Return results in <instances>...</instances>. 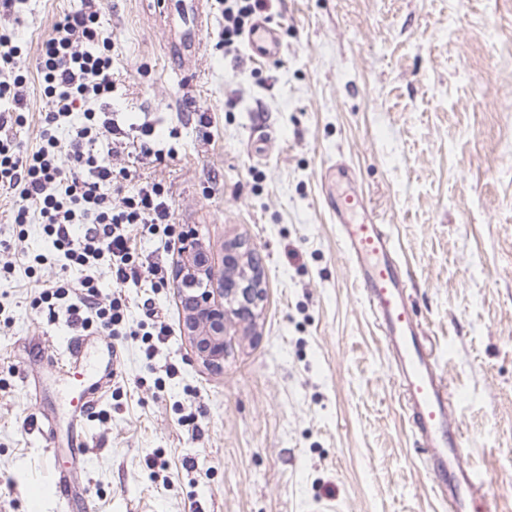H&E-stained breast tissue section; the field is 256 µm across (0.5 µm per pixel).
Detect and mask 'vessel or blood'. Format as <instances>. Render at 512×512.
Here are the masks:
<instances>
[{
	"label": "vessel or blood",
	"mask_w": 512,
	"mask_h": 512,
	"mask_svg": "<svg viewBox=\"0 0 512 512\" xmlns=\"http://www.w3.org/2000/svg\"><path fill=\"white\" fill-rule=\"evenodd\" d=\"M204 4L205 0H180V31L170 49L185 67L190 64L185 51L194 48L207 30ZM248 39L256 55L271 59L281 54L280 32L268 19H258ZM328 207L365 306L381 332L413 433L425 450L434 491L447 502L448 512H493L488 480L463 459L464 436L452 414L455 396L438 370L429 337L411 311L407 274L391 233L357 194L336 195ZM62 356L75 395L70 414L89 418L117 376L118 351L79 330L67 337ZM51 492L66 512H87V502L75 498L67 475L53 472Z\"/></svg>",
	"instance_id": "obj_1"
}]
</instances>
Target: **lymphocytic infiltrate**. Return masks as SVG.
<instances>
[{
	"instance_id": "lymphocytic-infiltrate-1",
	"label": "lymphocytic infiltrate",
	"mask_w": 512,
	"mask_h": 512,
	"mask_svg": "<svg viewBox=\"0 0 512 512\" xmlns=\"http://www.w3.org/2000/svg\"><path fill=\"white\" fill-rule=\"evenodd\" d=\"M272 0H224V30L217 43L225 52L236 51L253 27L254 18L269 12ZM111 38L96 10H78L58 21L39 50L37 69L51 107L44 117L40 143L21 151L11 130L25 123L22 75L16 72L20 52L10 33H0V187L19 197L11 221L27 223L37 213L44 232L63 261L64 269H77L76 281H63L43 289L44 302L74 295L67 307L72 323L103 328L119 325L123 318L121 297L100 304L97 277L112 276L115 287L141 283L158 276L160 269L144 263L131 243L135 227L150 234L168 236L170 211L161 184L139 186L123 197L120 206L109 198L112 162L94 154L100 127L95 103L112 96ZM83 112L68 146H61L56 131L73 112ZM68 154L69 168L59 163ZM85 232L74 236L75 225Z\"/></svg>"
}]
</instances>
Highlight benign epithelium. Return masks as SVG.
<instances>
[{
    "mask_svg": "<svg viewBox=\"0 0 512 512\" xmlns=\"http://www.w3.org/2000/svg\"><path fill=\"white\" fill-rule=\"evenodd\" d=\"M237 242L224 252V270L216 273L207 250L197 238L183 239L178 280L185 312L184 331L196 357L209 367L224 361V320L230 314L253 315L262 299V288L255 271H245L247 252Z\"/></svg>",
    "mask_w": 512,
    "mask_h": 512,
    "instance_id": "1",
    "label": "benign epithelium"
}]
</instances>
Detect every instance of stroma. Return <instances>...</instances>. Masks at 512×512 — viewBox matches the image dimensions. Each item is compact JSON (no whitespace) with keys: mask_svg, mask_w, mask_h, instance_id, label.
Here are the masks:
<instances>
[{"mask_svg":"<svg viewBox=\"0 0 512 512\" xmlns=\"http://www.w3.org/2000/svg\"><path fill=\"white\" fill-rule=\"evenodd\" d=\"M98 5L114 91L96 119L121 134L95 153L116 152L124 190L161 183L173 237L194 233L216 266L245 242L265 299L230 318L223 369L205 367L183 333L178 249L134 233L164 282L123 290L118 376L88 423V458L56 462L91 512H447L326 203L343 188L392 233L413 314L461 396L464 458L496 512H512V0H276L283 50L270 60L217 50L224 14L210 0L186 72L142 0ZM82 7L0 13L22 47L21 149L39 144L49 109L41 43ZM339 159L355 172L343 187L328 172ZM15 204L0 190V512H61L33 418L61 417L70 399L45 365L70 323L66 302L40 293L77 274L51 260L38 218L11 224ZM148 302L172 330L150 356L132 333Z\"/></svg>","mask_w":512,"mask_h":512,"instance_id":"stroma-1","label":"stroma"}]
</instances>
